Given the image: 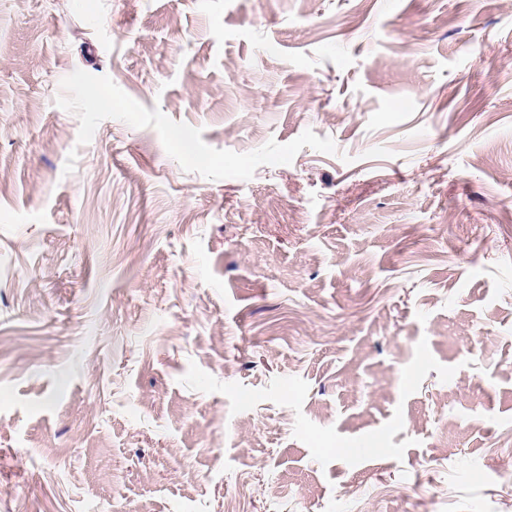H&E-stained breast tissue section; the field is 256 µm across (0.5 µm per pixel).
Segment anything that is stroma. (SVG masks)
I'll use <instances>...</instances> for the list:
<instances>
[{"mask_svg":"<svg viewBox=\"0 0 512 512\" xmlns=\"http://www.w3.org/2000/svg\"><path fill=\"white\" fill-rule=\"evenodd\" d=\"M509 472L512 0H0V512Z\"/></svg>","mask_w":512,"mask_h":512,"instance_id":"1","label":"stroma"}]
</instances>
